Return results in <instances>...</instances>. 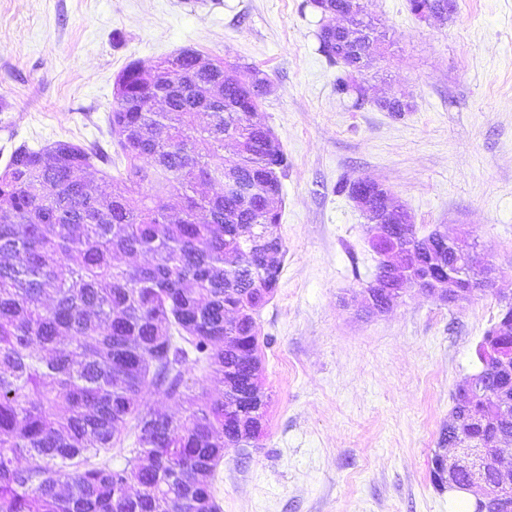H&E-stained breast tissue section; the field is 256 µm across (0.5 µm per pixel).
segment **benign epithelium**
<instances>
[{
    "label": "benign epithelium",
    "mask_w": 512,
    "mask_h": 512,
    "mask_svg": "<svg viewBox=\"0 0 512 512\" xmlns=\"http://www.w3.org/2000/svg\"><path fill=\"white\" fill-rule=\"evenodd\" d=\"M361 212H371L376 217L372 237L376 241L397 242L400 234L392 228L401 215L390 203H373L361 195L354 197ZM477 247L475 239L463 233L454 236L440 234L437 243H429L421 250L407 255V262L398 260L396 251L388 248L379 252L387 277L373 281L363 292V307L371 314H382L398 303L405 292L407 278L416 277L428 282L424 289L431 298L448 305H455L472 298L475 286L495 288L493 268L484 264L474 265L472 252ZM512 335V320L505 318L494 324L477 346L481 363L494 362L501 371V378H512V353L505 352L499 337ZM486 375L478 372L463 379L457 386L459 396L470 399L478 391L485 390ZM503 409L500 406H484L479 418L489 430L482 448V462L475 465L464 451L467 443L456 441L442 449L432 464L435 483L450 492L463 493L473 499L474 512H512V465L502 462L500 442L503 435L498 430ZM494 470L502 479L500 487L492 490L485 481L486 470Z\"/></svg>",
    "instance_id": "7a95c632"
}]
</instances>
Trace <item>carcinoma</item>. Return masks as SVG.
<instances>
[{"mask_svg":"<svg viewBox=\"0 0 512 512\" xmlns=\"http://www.w3.org/2000/svg\"><path fill=\"white\" fill-rule=\"evenodd\" d=\"M440 2L408 6L427 20ZM354 41L383 50L366 25L320 33L318 52L346 65ZM199 57L172 55L163 85L135 62L117 77L109 125L124 176L91 187L83 172L112 156L63 141L21 145L0 170V512H221L213 481L224 449L263 434L256 316L287 252L268 197L282 192L270 176L284 174L288 158L254 121L267 76L228 62L207 70ZM335 90L362 108L351 70ZM376 107L411 111L396 97ZM217 169L224 184L210 193L204 178ZM338 191L391 196L362 178ZM172 195L181 200L176 216ZM429 239L407 226L403 246ZM140 253L152 261L116 259ZM190 360L213 370L214 393H192ZM152 391L187 403V413H160L145 401ZM457 428L472 445L485 433L468 406ZM129 434L116 467L112 450Z\"/></svg>","mask_w":512,"mask_h":512,"instance_id":"1","label":"carcinoma"}]
</instances>
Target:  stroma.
I'll return each instance as SVG.
<instances>
[{
  "label": "stroma",
  "instance_id": "1",
  "mask_svg": "<svg viewBox=\"0 0 512 512\" xmlns=\"http://www.w3.org/2000/svg\"><path fill=\"white\" fill-rule=\"evenodd\" d=\"M304 0H0V168L20 145L110 147L115 81L185 48L263 70L257 119L288 156L279 286L260 311L268 423L228 448L221 512H459L432 481L458 382L512 293V0H456L419 20L407 0H369L388 45L359 79L409 112L352 109L318 51ZM388 188L419 234H473L496 292L457 306L408 289L360 309L377 257L340 183Z\"/></svg>",
  "mask_w": 512,
  "mask_h": 512
}]
</instances>
